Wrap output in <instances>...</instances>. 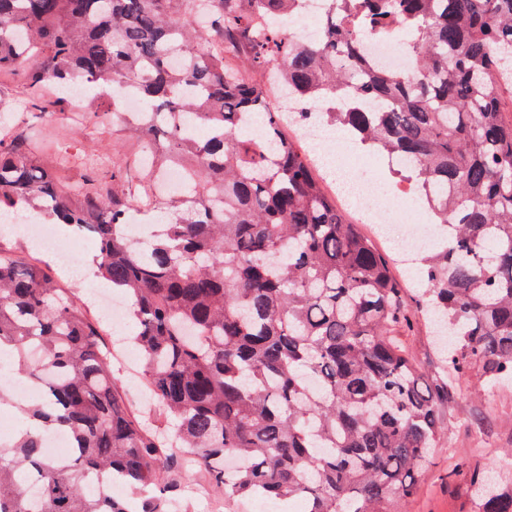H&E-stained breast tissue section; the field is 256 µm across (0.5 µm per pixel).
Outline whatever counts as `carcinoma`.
Here are the masks:
<instances>
[{"label":"carcinoma","instance_id":"cac0c4a2","mask_svg":"<svg viewBox=\"0 0 512 512\" xmlns=\"http://www.w3.org/2000/svg\"><path fill=\"white\" fill-rule=\"evenodd\" d=\"M300 0H0V75L27 89L95 83L140 96L123 125L144 165L133 176L90 155L81 178L47 105L0 130V214L34 212L91 236L99 277L120 289L131 342L173 433L126 406L99 333L39 263L0 249V348L41 384L0 444V512H170L185 475L230 499L305 512H404L453 385L512 379V0H330L309 43L276 30ZM203 17L207 31L194 22ZM405 39L414 63L367 55L359 24ZM325 95L324 113L423 200L438 242L424 251V310L443 356L427 381L400 341L408 323L389 260L317 176L268 107L265 83ZM202 125L210 136L193 137ZM184 193L155 195L147 241L125 226L162 169ZM74 455H46L48 433ZM240 464L224 474V459ZM107 475L129 501L89 488ZM477 512H512V487L454 460Z\"/></svg>","mask_w":512,"mask_h":512}]
</instances>
